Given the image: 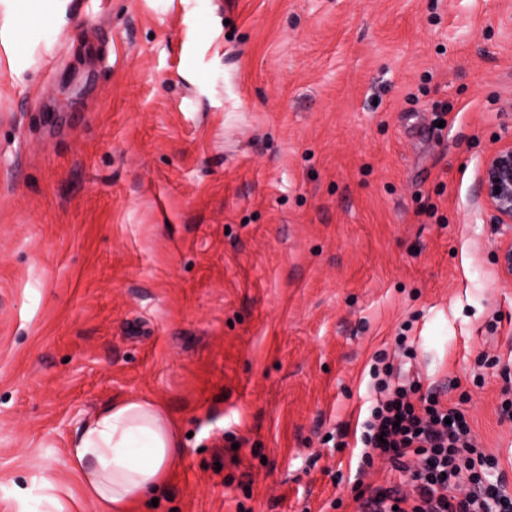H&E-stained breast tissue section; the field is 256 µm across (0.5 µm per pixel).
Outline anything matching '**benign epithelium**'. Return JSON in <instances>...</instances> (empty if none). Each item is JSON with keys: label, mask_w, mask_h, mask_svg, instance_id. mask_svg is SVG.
Here are the masks:
<instances>
[{"label": "benign epithelium", "mask_w": 512, "mask_h": 512, "mask_svg": "<svg viewBox=\"0 0 512 512\" xmlns=\"http://www.w3.org/2000/svg\"><path fill=\"white\" fill-rule=\"evenodd\" d=\"M479 204L512 233V139L502 142L484 157L480 173ZM500 190H495V187ZM500 273L512 279V238L497 253Z\"/></svg>", "instance_id": "benign-epithelium-1"}]
</instances>
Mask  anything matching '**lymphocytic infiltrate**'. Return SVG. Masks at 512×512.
I'll list each match as a JSON object with an SVG mask.
<instances>
[{
  "label": "lymphocytic infiltrate",
  "instance_id": "f902f5d3",
  "mask_svg": "<svg viewBox=\"0 0 512 512\" xmlns=\"http://www.w3.org/2000/svg\"><path fill=\"white\" fill-rule=\"evenodd\" d=\"M371 379L376 398L362 423V462L384 457L401 472L414 455L421 467L411 475L413 498L379 487L361 500L360 512H512V497L488 478L496 459L479 448L458 408L440 392L423 396L418 383L395 381L385 354L375 356Z\"/></svg>",
  "mask_w": 512,
  "mask_h": 512
}]
</instances>
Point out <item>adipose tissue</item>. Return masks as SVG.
I'll return each mask as SVG.
<instances>
[{
  "label": "adipose tissue",
  "mask_w": 512,
  "mask_h": 512,
  "mask_svg": "<svg viewBox=\"0 0 512 512\" xmlns=\"http://www.w3.org/2000/svg\"><path fill=\"white\" fill-rule=\"evenodd\" d=\"M181 453L178 424L162 405L128 397L85 419L69 464L101 512H136Z\"/></svg>",
  "instance_id": "obj_1"
}]
</instances>
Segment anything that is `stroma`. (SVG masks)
<instances>
[{"label":"stroma","mask_w":512,"mask_h":512,"mask_svg":"<svg viewBox=\"0 0 512 512\" xmlns=\"http://www.w3.org/2000/svg\"><path fill=\"white\" fill-rule=\"evenodd\" d=\"M46 14L0 0L21 29L0 43V512H100L71 446L132 396L183 434L139 512L412 496L360 462L381 351L464 414L512 493V281L477 203L512 138V0Z\"/></svg>","instance_id":"35a3bbf8"}]
</instances>
